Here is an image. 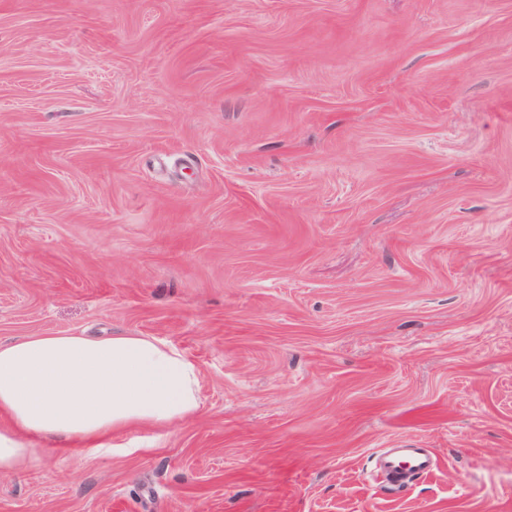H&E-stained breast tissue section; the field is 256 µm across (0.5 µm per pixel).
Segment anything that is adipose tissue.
<instances>
[{"label": "adipose tissue", "instance_id": "ef3b65f1", "mask_svg": "<svg viewBox=\"0 0 512 512\" xmlns=\"http://www.w3.org/2000/svg\"><path fill=\"white\" fill-rule=\"evenodd\" d=\"M201 371L152 336H27L0 343V470L37 456L43 442L107 447L134 427L168 428L200 413Z\"/></svg>", "mask_w": 512, "mask_h": 512}]
</instances>
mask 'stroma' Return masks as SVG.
Masks as SVG:
<instances>
[{"instance_id": "35a3bbf8", "label": "stroma", "mask_w": 512, "mask_h": 512, "mask_svg": "<svg viewBox=\"0 0 512 512\" xmlns=\"http://www.w3.org/2000/svg\"><path fill=\"white\" fill-rule=\"evenodd\" d=\"M62 332L202 410L0 512H512V0H0V342ZM434 464L433 455L425 448H392L376 456L385 486L393 493L432 472Z\"/></svg>"}]
</instances>
